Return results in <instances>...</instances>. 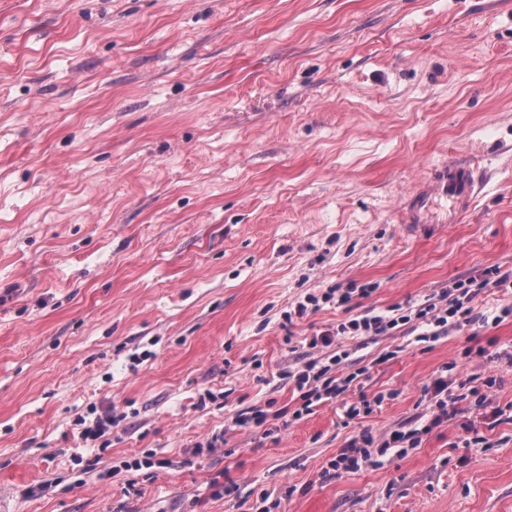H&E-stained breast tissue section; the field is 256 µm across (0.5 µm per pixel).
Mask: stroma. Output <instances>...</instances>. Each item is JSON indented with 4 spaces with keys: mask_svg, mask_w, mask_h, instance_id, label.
I'll use <instances>...</instances> for the list:
<instances>
[{
    "mask_svg": "<svg viewBox=\"0 0 512 512\" xmlns=\"http://www.w3.org/2000/svg\"><path fill=\"white\" fill-rule=\"evenodd\" d=\"M451 159L471 214L408 236ZM512 269V0H0V505L6 512H512V420L427 423L448 364H512V316L430 343L342 336L344 400L288 429L306 337ZM354 287L348 305L295 310ZM395 351V358L379 356ZM382 396L348 421L344 401ZM120 421L84 442L90 409ZM362 441L366 446L359 447L356 441L349 444L347 448H344L340 453L338 460H336L334 470L336 474H340V470L343 472H354L361 469L362 463H367L371 458V453L366 448L368 445L373 443V438L370 436H363Z\"/></svg>",
    "mask_w": 512,
    "mask_h": 512,
    "instance_id": "1",
    "label": "stroma"
}]
</instances>
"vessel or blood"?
Listing matches in <instances>:
<instances>
[{"mask_svg":"<svg viewBox=\"0 0 512 512\" xmlns=\"http://www.w3.org/2000/svg\"><path fill=\"white\" fill-rule=\"evenodd\" d=\"M477 190L471 168L448 163L436 170L432 180L409 193L400 209V222L416 236H434L445 225L459 223L469 215Z\"/></svg>","mask_w":512,"mask_h":512,"instance_id":"1","label":"vessel or blood"}]
</instances>
